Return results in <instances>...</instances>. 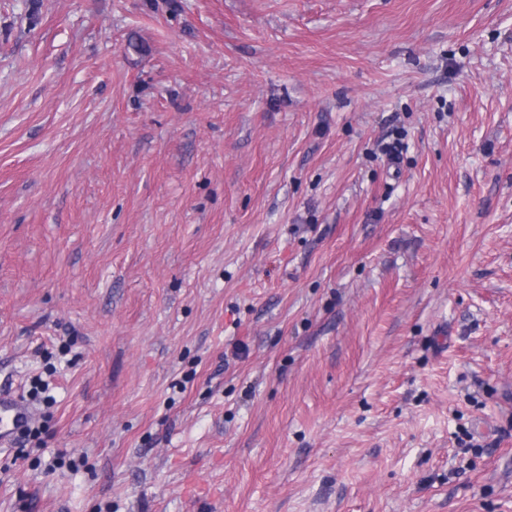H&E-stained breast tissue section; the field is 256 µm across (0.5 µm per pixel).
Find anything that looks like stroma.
Listing matches in <instances>:
<instances>
[{
	"instance_id": "stroma-1",
	"label": "stroma",
	"mask_w": 512,
	"mask_h": 512,
	"mask_svg": "<svg viewBox=\"0 0 512 512\" xmlns=\"http://www.w3.org/2000/svg\"><path fill=\"white\" fill-rule=\"evenodd\" d=\"M0 393V512H512V0H0ZM32 412L28 404L19 397L0 396V443L10 441L14 435L22 432L29 424ZM30 435V430H24Z\"/></svg>"
}]
</instances>
